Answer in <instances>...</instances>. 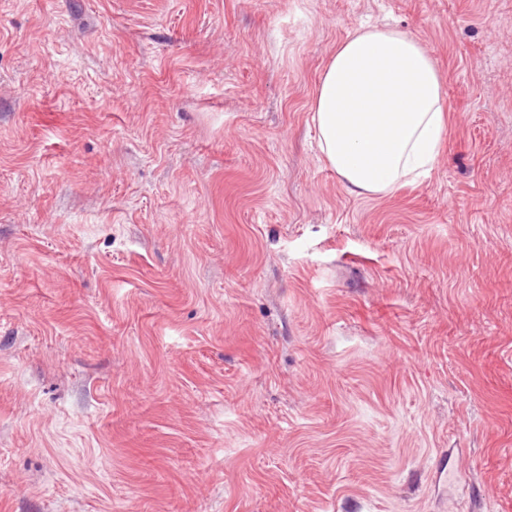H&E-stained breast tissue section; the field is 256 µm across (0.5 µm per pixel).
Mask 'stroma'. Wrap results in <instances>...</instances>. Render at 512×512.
<instances>
[{"mask_svg": "<svg viewBox=\"0 0 512 512\" xmlns=\"http://www.w3.org/2000/svg\"><path fill=\"white\" fill-rule=\"evenodd\" d=\"M363 23L450 111L383 198ZM0 512H512V0H0ZM310 111L326 164L361 197L427 176L450 112L433 57L411 31L388 25H362L338 44Z\"/></svg>", "mask_w": 512, "mask_h": 512, "instance_id": "1", "label": "stroma"}]
</instances>
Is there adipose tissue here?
<instances>
[{
	"label": "adipose tissue",
	"mask_w": 512,
	"mask_h": 512,
	"mask_svg": "<svg viewBox=\"0 0 512 512\" xmlns=\"http://www.w3.org/2000/svg\"><path fill=\"white\" fill-rule=\"evenodd\" d=\"M310 110L326 164L361 197L428 175L449 118L435 60L411 31L388 25L360 26L338 44Z\"/></svg>",
	"instance_id": "obj_1"
}]
</instances>
